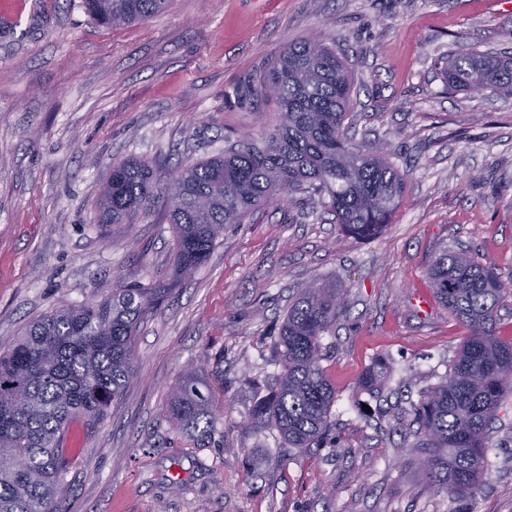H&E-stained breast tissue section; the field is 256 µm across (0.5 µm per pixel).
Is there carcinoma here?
<instances>
[{
	"label": "carcinoma",
	"instance_id": "cac0c4a2",
	"mask_svg": "<svg viewBox=\"0 0 512 512\" xmlns=\"http://www.w3.org/2000/svg\"><path fill=\"white\" fill-rule=\"evenodd\" d=\"M170 0H83L108 27L145 21ZM448 88L512 96V56L463 48L443 69ZM353 71L348 59L312 35L288 46L263 75L257 93L273 100L276 123L258 143L247 137L223 155L190 162L174 179L179 196L158 181L154 165L125 159L97 200L101 224H133L165 203L173 231V273L148 285H119L100 299L51 311L0 352V512H58L73 465L66 438L80 420L103 424L135 376L133 343L178 280L207 261L227 224H241L258 207L299 193L323 195L343 232L374 238L387 226L406 174L381 144L355 145L347 136ZM429 286L469 335L448 373L409 401L426 478L464 499L482 481L490 426L512 394V338L497 332L498 311L512 285L470 256L443 251L428 272ZM345 288L321 282L288 308L273 347L279 372L269 395L250 410L248 426L277 433L282 447L307 452L331 426L336 388L325 375L323 339L336 330ZM388 368L371 367L360 388L378 392ZM199 372L185 369L163 409L194 445L218 435V400Z\"/></svg>",
	"mask_w": 512,
	"mask_h": 512
}]
</instances>
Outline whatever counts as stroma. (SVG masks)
<instances>
[{
    "instance_id": "1",
    "label": "stroma",
    "mask_w": 512,
    "mask_h": 512,
    "mask_svg": "<svg viewBox=\"0 0 512 512\" xmlns=\"http://www.w3.org/2000/svg\"><path fill=\"white\" fill-rule=\"evenodd\" d=\"M318 33L348 56V135L382 142L407 176L392 221L342 237L321 197L229 224L134 343L136 374L106 422L73 426L76 463L61 512H512V396L499 408L475 496L424 476L388 406L444 376L468 335L440 302L413 303L435 256L465 252L512 284V97L448 92L439 67L469 45L512 54L499 0H170L145 21L95 23L82 0H33L0 19V350L42 315L116 285L164 278L173 233L162 209L133 224L96 220L113 162L180 165L262 139L277 119L259 78ZM339 281L345 307L323 367L332 425L308 453L245 418L276 370L274 330L300 291ZM383 399L360 392L375 361ZM221 401L219 436L195 448L162 408L185 367Z\"/></svg>"
}]
</instances>
